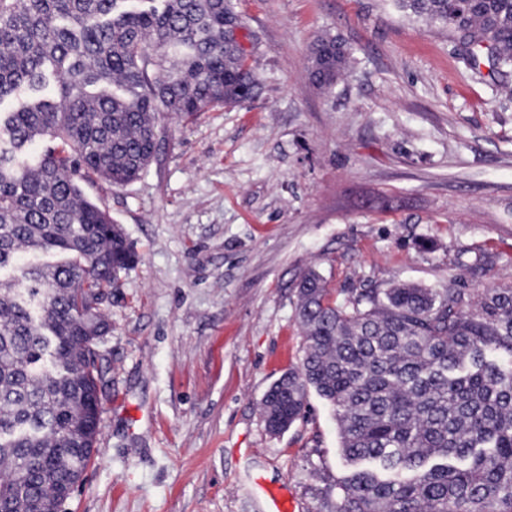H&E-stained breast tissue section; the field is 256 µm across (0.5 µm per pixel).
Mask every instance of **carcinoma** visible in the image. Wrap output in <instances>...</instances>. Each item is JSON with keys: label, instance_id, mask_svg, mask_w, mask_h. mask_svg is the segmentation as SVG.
Masks as SVG:
<instances>
[{"label": "carcinoma", "instance_id": "obj_1", "mask_svg": "<svg viewBox=\"0 0 512 512\" xmlns=\"http://www.w3.org/2000/svg\"><path fill=\"white\" fill-rule=\"evenodd\" d=\"M0 0V512H60L90 462L106 355L84 344L137 257L84 185L123 188L154 160L157 115L242 104L258 85L232 0ZM457 33L471 68L512 77V0H397ZM349 53L330 33L309 76L329 91ZM55 146L29 155L36 141ZM299 370L265 427L336 418L338 512H512V287L352 289L304 271Z\"/></svg>", "mask_w": 512, "mask_h": 512}]
</instances>
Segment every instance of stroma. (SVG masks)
I'll use <instances>...</instances> for the list:
<instances>
[{
	"instance_id": "35a3bbf8",
	"label": "stroma",
	"mask_w": 512,
	"mask_h": 512,
	"mask_svg": "<svg viewBox=\"0 0 512 512\" xmlns=\"http://www.w3.org/2000/svg\"><path fill=\"white\" fill-rule=\"evenodd\" d=\"M251 100L160 114L157 156L86 191L138 256L103 313L109 370L96 451L61 512H337L330 407L267 432L270 386L298 369L300 274L335 298L388 282L512 286V91L466 67L453 32L395 0H233ZM351 53L309 78L322 33ZM349 53L343 42L330 33L319 35L310 51L309 76L311 81L324 91L335 86L337 80L345 73ZM257 487L261 494L266 498L269 504L270 512H293L294 505L291 500L286 497L279 488L269 486L259 478L257 479Z\"/></svg>"
}]
</instances>
